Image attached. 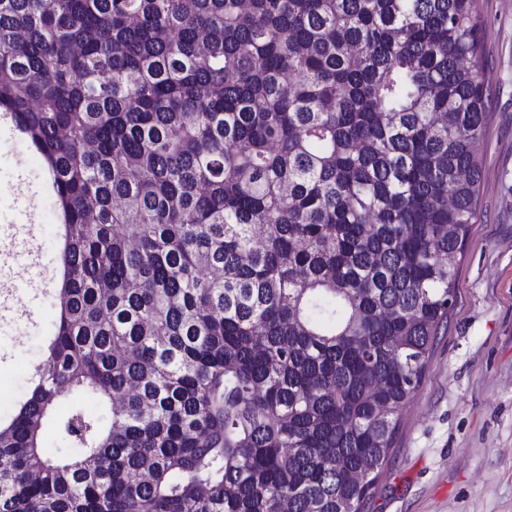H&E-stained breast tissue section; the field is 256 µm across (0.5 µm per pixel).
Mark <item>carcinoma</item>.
<instances>
[{
  "mask_svg": "<svg viewBox=\"0 0 512 512\" xmlns=\"http://www.w3.org/2000/svg\"><path fill=\"white\" fill-rule=\"evenodd\" d=\"M481 30L474 0H0V112L64 227L0 512H364L477 217Z\"/></svg>",
  "mask_w": 512,
  "mask_h": 512,
  "instance_id": "obj_1",
  "label": "carcinoma"
}]
</instances>
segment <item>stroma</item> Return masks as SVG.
Segmentation results:
<instances>
[{
  "instance_id": "stroma-1",
  "label": "stroma",
  "mask_w": 512,
  "mask_h": 512,
  "mask_svg": "<svg viewBox=\"0 0 512 512\" xmlns=\"http://www.w3.org/2000/svg\"><path fill=\"white\" fill-rule=\"evenodd\" d=\"M495 95L458 302L400 414L365 512H512V0H476ZM59 220L39 155L0 133V417L28 393L54 320ZM51 273L29 280L17 242Z\"/></svg>"
}]
</instances>
